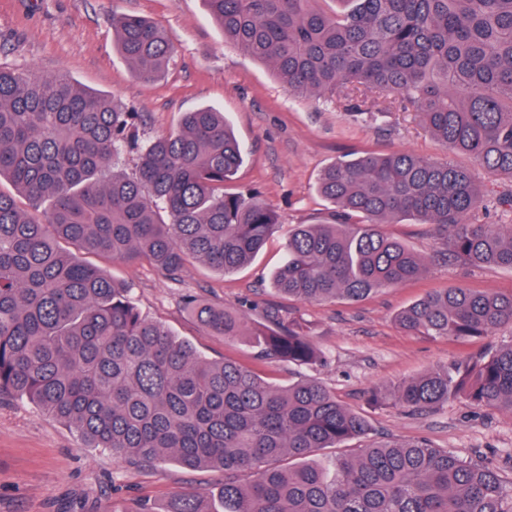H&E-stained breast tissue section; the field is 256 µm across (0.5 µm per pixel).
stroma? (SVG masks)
Masks as SVG:
<instances>
[{"mask_svg":"<svg viewBox=\"0 0 512 512\" xmlns=\"http://www.w3.org/2000/svg\"><path fill=\"white\" fill-rule=\"evenodd\" d=\"M114 13L153 20L168 32L173 62L156 80L138 79L118 53L108 21ZM0 64L40 76L62 71L110 96L139 113L142 142L175 128L184 112L205 105L223 110L244 148L231 191L258 194L281 219L254 261L225 275L193 259L175 276L144 258L131 264L89 254L86 262L125 284L148 319L205 358L234 360L281 386L316 379L367 416L372 439L424 438L512 480V413L478 410L461 399L427 414L369 403L372 388L465 359L480 347L407 333L395 322L402 308L458 285L511 295L512 270L436 259L432 226L407 218L385 230L424 257L417 279L359 302L302 303L272 290L289 230L321 223L331 209L317 191L328 164L366 152L448 159L412 113L398 110L397 95H378L362 110L352 102L288 94L271 66L225 44L203 0H0ZM188 294L243 311L252 326L268 323L273 314L296 318L325 358L306 367L261 359L249 343L224 340L199 325L183 305ZM223 484L220 469L189 470L172 460L138 467L82 447L73 429L27 398L0 402V512H138L145 501L158 512L173 493L210 496Z\"/></svg>","mask_w":512,"mask_h":512,"instance_id":"stroma-1","label":"stroma"}]
</instances>
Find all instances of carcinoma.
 Instances as JSON below:
<instances>
[{"mask_svg":"<svg viewBox=\"0 0 512 512\" xmlns=\"http://www.w3.org/2000/svg\"><path fill=\"white\" fill-rule=\"evenodd\" d=\"M224 41L270 64L297 95L347 99L395 92L442 146L493 178L512 181V0H204ZM118 50L149 82L173 44L151 21L112 15ZM139 114L64 72L0 65V398L26 397L74 429L87 448L134 464L173 459L221 468L206 498L177 492L164 512H512V482L424 440L374 441L367 418L315 379L268 383L227 360L202 357L132 303L128 288L64 249L177 273L197 259L225 274L250 262L280 227L256 195L224 191L243 150L224 113L199 108L139 143ZM136 151L135 169H118ZM319 194L329 220L288 232L272 274L301 302H355L417 278L424 259L380 226L414 217L434 226L448 261L512 270L509 232L480 224L491 202L470 170L411 152L328 165ZM187 311L226 341L250 337L267 359L321 360L294 320L247 328L235 309L188 298ZM396 321L426 336L485 339L512 328V295L453 287L425 295ZM462 398L512 412V340L464 361L376 387L377 406L428 413ZM360 445L315 460L322 448ZM252 480L241 483L239 474Z\"/></svg>","mask_w":512,"mask_h":512,"instance_id":"cac0c4a2","label":"carcinoma"}]
</instances>
